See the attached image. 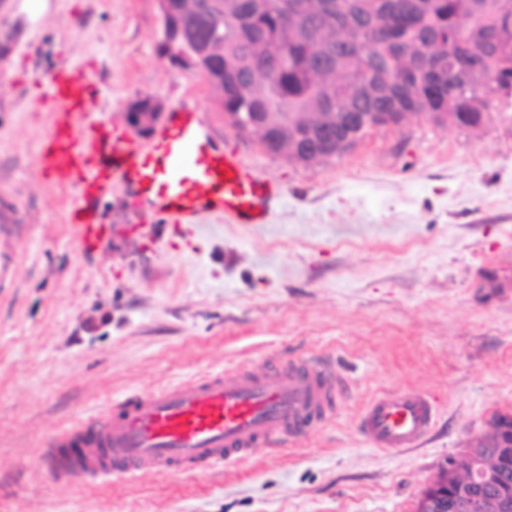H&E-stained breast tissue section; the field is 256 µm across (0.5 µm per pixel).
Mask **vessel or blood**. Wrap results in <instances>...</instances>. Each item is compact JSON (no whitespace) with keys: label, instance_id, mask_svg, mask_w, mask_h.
Masks as SVG:
<instances>
[{"label":"vessel or blood","instance_id":"obj_1","mask_svg":"<svg viewBox=\"0 0 512 512\" xmlns=\"http://www.w3.org/2000/svg\"><path fill=\"white\" fill-rule=\"evenodd\" d=\"M48 84L50 128L37 172L50 185L77 192L68 220L83 252H95L111 237L113 226L98 204L117 186L170 224L194 223L203 212L237 224L265 222L273 184L217 147L198 108L172 112L144 142L94 112L98 87L87 71L64 61ZM346 396L332 362L274 357L229 377L209 375L136 395L52 436L38 462L58 480L204 471L331 421ZM437 413L419 391L387 392L366 403L359 427L376 447L418 448Z\"/></svg>","mask_w":512,"mask_h":512}]
</instances>
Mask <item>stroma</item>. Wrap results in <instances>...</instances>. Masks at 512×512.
<instances>
[{
	"instance_id": "obj_1",
	"label": "stroma",
	"mask_w": 512,
	"mask_h": 512,
	"mask_svg": "<svg viewBox=\"0 0 512 512\" xmlns=\"http://www.w3.org/2000/svg\"><path fill=\"white\" fill-rule=\"evenodd\" d=\"M0 0V512H415L448 458L512 412V108L477 130L422 116L378 128L304 167L224 120L206 81L159 56L157 0ZM92 73L94 105L127 128L151 97L200 103L215 141L279 190L264 224L201 215L148 227L121 188L101 203L116 229L74 244V191L35 172L49 125L33 111L59 61ZM324 355L348 398L336 417L246 461L174 476L63 483L36 451L113 403L272 355ZM430 397L426 443L383 450L359 431L372 397Z\"/></svg>"
}]
</instances>
